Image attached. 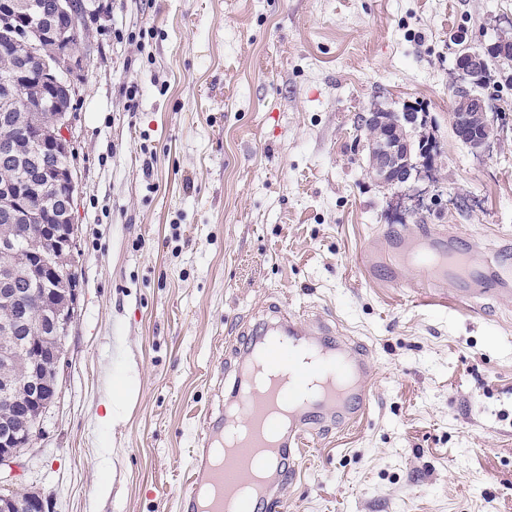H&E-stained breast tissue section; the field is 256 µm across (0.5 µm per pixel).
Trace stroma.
I'll list each match as a JSON object with an SVG mask.
<instances>
[{
    "label": "stroma",
    "instance_id": "stroma-1",
    "mask_svg": "<svg viewBox=\"0 0 512 512\" xmlns=\"http://www.w3.org/2000/svg\"><path fill=\"white\" fill-rule=\"evenodd\" d=\"M72 100L77 317L21 488L45 512H177L199 419L277 305L366 352L373 406L313 438L282 512H512V300L475 313L369 260L416 221L511 262L512 85L489 147L454 135L459 40L512 0H95ZM418 107L410 183L367 173L362 115Z\"/></svg>",
    "mask_w": 512,
    "mask_h": 512
}]
</instances>
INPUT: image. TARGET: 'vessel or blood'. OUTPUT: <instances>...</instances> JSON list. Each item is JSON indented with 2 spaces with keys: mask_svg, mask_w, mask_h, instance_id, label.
Here are the masks:
<instances>
[{
  "mask_svg": "<svg viewBox=\"0 0 512 512\" xmlns=\"http://www.w3.org/2000/svg\"><path fill=\"white\" fill-rule=\"evenodd\" d=\"M426 239L409 260L389 253L384 263L406 266L431 287L432 269L448 268L457 281L456 298L475 311L487 301L512 298L511 264H497L489 274L456 250L455 236L430 232ZM256 334L243 351L271 378L257 393L251 370L239 372L232 385L234 409L204 416L179 512H280L281 476L297 474L285 469V461H296L327 424L347 426L372 405L370 361L335 342L329 325L312 329L276 308Z\"/></svg>",
  "mask_w": 512,
  "mask_h": 512,
  "instance_id": "1",
  "label": "vessel or blood"
}]
</instances>
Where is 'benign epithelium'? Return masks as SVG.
<instances>
[{
    "instance_id": "obj_1",
    "label": "benign epithelium",
    "mask_w": 512,
    "mask_h": 512,
    "mask_svg": "<svg viewBox=\"0 0 512 512\" xmlns=\"http://www.w3.org/2000/svg\"><path fill=\"white\" fill-rule=\"evenodd\" d=\"M2 14L21 20L23 25L7 35L15 72L0 77V99L4 101L0 123L6 128L26 130L30 113L51 112L53 116L48 133L36 128L29 136L32 148L21 147L11 136L0 137V165L34 173L36 178L28 183V194L38 199L45 194L40 176H53L56 192L49 216L56 223H43L40 209L23 200L11 184L0 187V282L5 287L4 301L18 299L12 285L20 278L54 283L43 289L37 319L22 312L9 322H0V512H44L39 493L18 491L16 469L23 466L25 451L35 445L48 412L59 399L67 366V339L76 315L75 289L68 287V280L76 278L73 267L79 225L74 223V210L79 186L67 163L73 150V116L63 102L77 94L74 79L86 67V54L73 51L70 29L58 24L61 18L74 23L81 18L72 0H0ZM483 53L482 49H473L457 55L461 81L457 89L465 91L469 101L464 110L450 115L456 137L475 152L483 150L493 135L485 99L478 93ZM30 56L39 59L40 68L24 74V84L35 93L19 108L14 105L19 71ZM364 122L378 131V136L369 141L370 175L386 187L406 183L412 165L409 140L389 127L384 112L371 111ZM22 236L49 237L54 248L38 250L17 266L16 243ZM20 347L28 363V374L23 379L13 376L15 352Z\"/></svg>"
}]
</instances>
